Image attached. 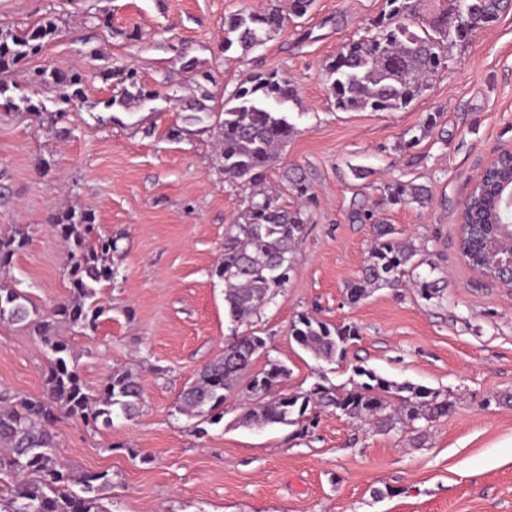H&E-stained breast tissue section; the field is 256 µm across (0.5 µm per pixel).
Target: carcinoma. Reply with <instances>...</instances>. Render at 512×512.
Returning a JSON list of instances; mask_svg holds the SVG:
<instances>
[{
    "instance_id": "cac0c4a2",
    "label": "carcinoma",
    "mask_w": 512,
    "mask_h": 512,
    "mask_svg": "<svg viewBox=\"0 0 512 512\" xmlns=\"http://www.w3.org/2000/svg\"><path fill=\"white\" fill-rule=\"evenodd\" d=\"M315 0H288V13L278 5L261 12L239 10L224 17V51L238 46L247 53L262 46L283 27L286 15L302 18ZM512 6V0H463L462 12L443 11L431 22L419 20V0H385L379 17L371 24V34L345 44L324 65L329 90L337 110L398 112L420 97L430 81L444 67L448 42L464 43L487 19L496 20ZM56 25L42 22L27 28H0V74L20 67L37 54ZM118 87L106 107L128 106L133 101H151L160 93L146 85L137 69L124 66L116 72ZM85 74H59L46 69L34 71L33 86L55 84L58 99L70 104L83 98ZM297 101V88L287 78L273 72L251 75L237 84L220 105L196 102L188 106L185 119L205 121L216 112L218 121L217 161L231 185L249 192L247 206L237 221L227 225L224 259L217 270L224 279V310L229 321L242 324L260 314L275 292L284 287L294 258L291 244L311 222L308 206L312 191L306 175L298 168L282 173L283 189L291 192L297 204H280L278 191L267 186L268 174L280 160V150L295 129L280 106ZM512 176L509 157L488 173L473 193L468 223L461 227L459 250L469 265L482 262V246L490 240L512 245V211L505 206L502 184ZM432 189L413 181L384 187V200L391 205H427ZM359 223L376 225V242L365 260L362 278L347 288V299L356 303L365 286L411 288L423 300L440 298L444 286L434 277L437 265L420 258V250L392 237L394 229L376 217L371 208L353 212ZM68 246L71 284L76 297L58 306L54 316L61 321L94 331L105 307L94 298L97 286L111 283L118 270L112 258L119 251V238L90 239L93 214L85 208L71 209L52 216ZM29 240V228L15 226L0 234V261L6 262ZM429 264V269L422 266ZM28 296L18 288L0 286V321L26 327L33 325L51 352L44 398H15L0 394V474L15 481L7 494L0 495V512H111L102 503L101 474L87 473L72 480L64 473L55 455V414L75 416L87 424L109 426L112 417L136 416L143 398L139 382L129 372H114L96 395L81 381L68 344L53 336L55 323L34 320ZM289 334L302 349L317 360L332 362L346 354L348 345L359 336L353 325L331 324L301 313L290 324ZM263 337L245 333L224 344V354L205 364L194 382L180 395V411L200 422L217 423L223 412L226 393L237 386L247 394L240 421L251 425H297L305 434L317 425L315 408L334 407L345 415L374 421L385 431L397 425L417 431L416 423H427L448 416V395L411 382L390 381L361 365L354 374L362 381L338 392L316 384L303 393H280L278 383L288 368L276 361L253 371L256 354L265 348ZM397 399L391 404L388 397Z\"/></svg>"
}]
</instances>
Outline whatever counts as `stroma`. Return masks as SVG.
I'll return each mask as SVG.
<instances>
[{"mask_svg": "<svg viewBox=\"0 0 512 512\" xmlns=\"http://www.w3.org/2000/svg\"><path fill=\"white\" fill-rule=\"evenodd\" d=\"M271 0H0V25L54 21L26 67L0 97V230L29 227L30 240L0 283L23 290L39 316L71 297L67 248L50 222L70 208L93 210L95 229L119 240L118 274L98 297L94 332L59 325L90 393L114 371L137 378L143 404L133 419L86 426L61 418L57 459L74 474L104 473L112 512H512V288L480 276L459 252L461 205L473 179L512 150V11L455 46L425 94L398 112L336 110L323 66L359 39L384 0H315L312 11L249 53L224 50V18L265 10ZM195 60L213 81L183 70ZM129 65L159 89L131 110L107 107L113 69ZM87 75L82 100L61 123L56 85L31 86L28 71ZM275 71L298 89L285 114L295 128L269 173L303 168L314 193L312 221L295 244L286 288L252 319L268 352L254 363L285 364V393L315 383L352 386L355 366L447 393V417L412 431L385 432L320 410L310 433L242 425L238 393L224 418L195 428L179 395L224 352L236 329L224 314V231L246 195L216 162L217 115L191 124L184 101L223 100L254 72ZM30 97L41 112L14 110ZM436 123L425 128L428 114ZM364 168L358 179L354 169ZM431 186L430 206L389 205L387 184ZM380 207L399 239L417 246L446 281L442 300L412 290L368 287L350 303L374 240L351 219ZM301 312L356 326L344 360L325 362L289 334ZM51 354L33 328L0 322V389L41 398Z\"/></svg>", "mask_w": 512, "mask_h": 512, "instance_id": "stroma-1", "label": "stroma"}]
</instances>
